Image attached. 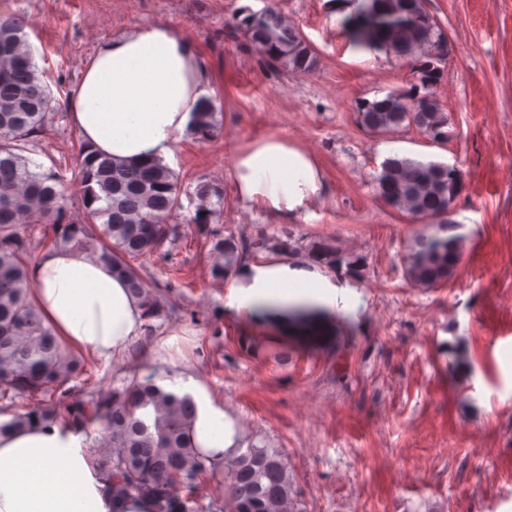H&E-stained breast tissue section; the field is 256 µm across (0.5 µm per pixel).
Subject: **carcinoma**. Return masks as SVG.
Masks as SVG:
<instances>
[{
	"label": "carcinoma",
	"instance_id": "1",
	"mask_svg": "<svg viewBox=\"0 0 512 512\" xmlns=\"http://www.w3.org/2000/svg\"><path fill=\"white\" fill-rule=\"evenodd\" d=\"M353 15L342 21L352 42L384 50L413 63L426 96L388 93L360 103L357 121L378 136L415 127L448 143V113L428 95L441 82L432 67L446 35L426 12L424 0H354ZM242 35L271 70L309 73L317 65L311 43L290 24L276 0L257 11H239L228 37ZM53 93L42 82L21 20L0 14V436L29 427L57 426L86 436V449L98 466L112 512H125L131 499H146L151 512H288L293 483L279 449L252 442L217 461L192 444L193 403L157 384V374L127 373L120 385L64 401V384L95 375L90 356L63 347L28 295L32 262L27 225H44L42 246L67 247L97 255L126 280L145 306V336L169 320V289L150 288L143 276L152 257L167 259L183 240L182 219L193 226L208 250V278L220 283L248 262L284 254L307 256L352 280L369 273L367 257L333 238H304L293 232H262L248 239L224 234V184L200 182L181 187L162 160L127 167L108 156H81L72 172L79 198L63 173L45 172L28 153L52 122ZM212 98L202 101L190 130L206 144L221 130ZM376 191L402 213L430 223L417 233L403 259L405 279L433 288L455 274L449 255L462 257L458 225L448 222L455 202L448 164L390 156L374 176ZM188 204H183L182 198ZM190 215H180L185 206ZM169 249H164V245ZM98 425L102 439L92 437ZM224 482V496L207 492Z\"/></svg>",
	"mask_w": 512,
	"mask_h": 512
}]
</instances>
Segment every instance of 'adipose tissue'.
<instances>
[{
    "mask_svg": "<svg viewBox=\"0 0 512 512\" xmlns=\"http://www.w3.org/2000/svg\"><path fill=\"white\" fill-rule=\"evenodd\" d=\"M209 76L197 45L158 23L100 40L70 94L72 126L91 150L126 164L168 159L189 126ZM235 186L247 206L297 219L325 191L321 172L287 138L268 136L237 153ZM29 295L60 343L102 357H125L142 336L144 308L126 282L89 252L42 251L28 271ZM341 286L285 264L238 273L230 308L285 305L297 299L335 304ZM196 412L190 437L223 459L236 427L205 387L189 381ZM96 465L78 436L59 428L18 429L0 437V512H110Z\"/></svg>",
    "mask_w": 512,
    "mask_h": 512,
    "instance_id": "adipose-tissue-1",
    "label": "adipose tissue"
}]
</instances>
